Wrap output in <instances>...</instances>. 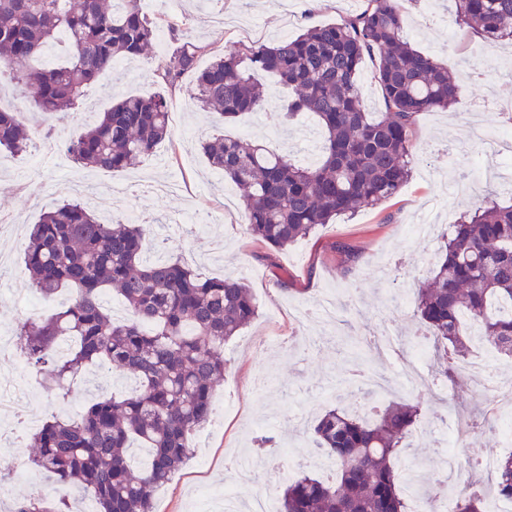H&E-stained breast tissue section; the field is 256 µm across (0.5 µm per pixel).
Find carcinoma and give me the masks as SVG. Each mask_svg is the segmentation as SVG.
<instances>
[{"mask_svg":"<svg viewBox=\"0 0 512 512\" xmlns=\"http://www.w3.org/2000/svg\"><path fill=\"white\" fill-rule=\"evenodd\" d=\"M139 0H0V75L12 76L34 109L47 116L78 109L84 88L118 59L140 56L158 24ZM339 23L315 26L272 46L217 55L203 69L205 47L188 38L164 61L162 82L194 73L190 99L232 120L266 104L267 75L288 88L286 120L316 118L320 159L301 166L247 138H209V163L243 190L247 230L283 249L341 215L396 196L411 174L412 130L421 112L447 108L460 86L448 65L415 49L405 35L406 9L418 0H366ZM456 22L490 40L512 38V0H453ZM57 51L59 62L44 64ZM377 60L385 112L366 110L358 87L365 57ZM162 93L126 95L67 145L85 165L116 171L151 155L170 138ZM33 132L20 113L0 110V150H26ZM145 224H103L78 200L45 212L32 225L25 266L44 299L62 288L74 296L50 315L27 319L16 337L47 388L67 398L89 365L132 374L138 386L123 398L101 397L75 418L46 422L31 439L33 464L62 488L88 494L97 512H152L156 490L190 457L187 438L207 424L224 378V345L257 316L251 289L231 277L203 278L178 259L146 265ZM121 297L116 322L103 295ZM414 316L439 347L443 374L455 373L471 343V322L498 353L512 358V204L494 200L464 212L443 237ZM420 408L392 403L374 419L329 408L313 428L319 453L337 478L303 474L281 489L282 512H411L422 494L404 481V443ZM150 448L147 465L130 460L132 441ZM496 491L512 498V453L498 460ZM453 512H482L462 493ZM15 512H69L65 498L32 497Z\"/></svg>","mask_w":512,"mask_h":512,"instance_id":"cac0c4a2","label":"carcinoma"}]
</instances>
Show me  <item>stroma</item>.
<instances>
[{"instance_id": "1", "label": "stroma", "mask_w": 512, "mask_h": 512, "mask_svg": "<svg viewBox=\"0 0 512 512\" xmlns=\"http://www.w3.org/2000/svg\"><path fill=\"white\" fill-rule=\"evenodd\" d=\"M141 8L148 18L168 17L184 35L204 45L206 53L198 60L203 67L226 49L273 44L317 24L341 22L361 6L356 0H141ZM452 10L451 0H435L430 6L418 0L406 14L410 43L448 63L461 92L450 109L417 116L412 175L402 191L376 207L337 218L274 252L269 261L263 258L265 246L246 230L242 203L225 208V181L209 167L198 137H255L306 163L308 155L320 153L321 130L309 118L282 121L287 90L271 86L264 111L224 123L191 102L192 75H184L175 88H163L158 69L164 56L151 49L100 75L85 88L78 112L51 125L24 105L13 79H0V108L22 111L24 122L36 130L28 149L8 155L7 165L0 167V217L5 220L0 255L7 259L0 266V289L7 291L0 299V330L14 331L18 321L29 317L30 304L48 313L69 299L65 290L51 300L40 298L29 279L24 250L31 225L70 198L68 186L76 178L96 189L87 201L91 209L106 205L149 218L153 232L144 258H152L156 240H165L162 258L181 259L205 276L242 278L256 299V318L224 347L226 372L215 392L221 416L191 436V459L155 494L153 512H198L202 503L209 512H222L225 494L235 484L229 463L241 456L252 460L260 488L283 484L288 463L293 475L324 478L322 466L315 463L310 426L295 427L291 414L310 410L318 415L329 407L351 411L369 402L368 387L351 382L350 371L396 378L393 363L381 361L375 348L363 345V336L386 330L403 342L413 341L420 332L413 316L415 290L429 273L442 234L483 200H512L499 175L498 145L473 135L478 128H512V41L471 33L455 23ZM159 91L170 105L171 137L135 169L85 167L65 151V142L79 137L113 101ZM189 209L197 212L198 223L174 228L175 216ZM342 244L358 255L352 269L342 264ZM424 374L423 389L409 393L398 387L391 394L395 400L418 402L417 424L428 430L425 438L411 440L407 464H425L427 482L435 484L443 438L429 425L450 412L474 418L462 436L468 459L502 454L496 443L499 423L485 415L487 392L438 376L430 363ZM1 376L33 383L22 415L40 425L75 415L101 396L132 391L119 376L104 377L92 369L62 400L36 379L26 361L6 357H0ZM437 383L447 387V401L435 398ZM15 430L12 422L0 425V474L9 478L0 512L32 497L35 484L54 480L34 469L29 439L17 437ZM262 434L275 437L273 452L257 453L255 440Z\"/></svg>"}]
</instances>
